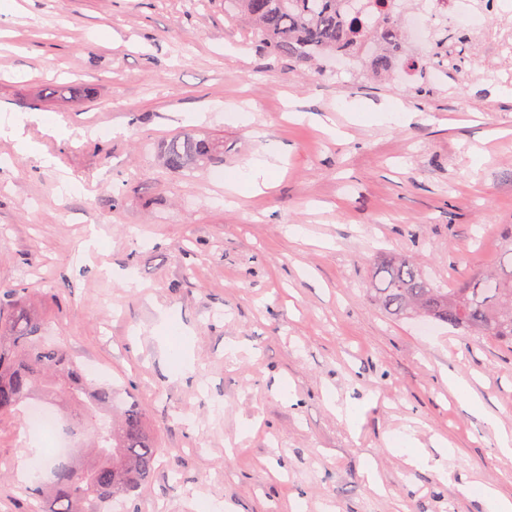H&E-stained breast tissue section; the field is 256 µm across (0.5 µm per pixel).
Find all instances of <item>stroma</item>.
I'll return each mask as SVG.
<instances>
[{
  "label": "stroma",
  "instance_id": "35a3bbf8",
  "mask_svg": "<svg viewBox=\"0 0 512 512\" xmlns=\"http://www.w3.org/2000/svg\"><path fill=\"white\" fill-rule=\"evenodd\" d=\"M8 2L0 117L35 110L67 133L26 124L34 155L0 134V281L38 292L48 335L144 410L165 453L128 512H484L483 485L512 496L497 445L512 431V348L439 322L422 335L368 293L385 255L442 287L497 266L512 224V57L419 94L290 66L225 19L224 0ZM394 104L400 117L380 121ZM199 128L223 137L224 159L185 177L157 146ZM259 155L272 187L225 205L224 172ZM451 373L480 407L449 392ZM407 434L433 464L448 439V483L405 464ZM43 445L0 418V459L16 465L0 512H27L18 470Z\"/></svg>",
  "mask_w": 512,
  "mask_h": 512
}]
</instances>
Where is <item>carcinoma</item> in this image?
<instances>
[{"mask_svg": "<svg viewBox=\"0 0 512 512\" xmlns=\"http://www.w3.org/2000/svg\"><path fill=\"white\" fill-rule=\"evenodd\" d=\"M271 54L297 65H317L348 50L361 37L374 39L382 54L367 63L373 74H390V49L400 44L396 23L375 32L348 17L351 0H225ZM462 30L434 41V57L456 72L464 61L449 42ZM160 155L173 171L190 176L200 165L224 159V139L205 130L163 140ZM374 301L398 319L446 323L470 336L512 347V225L501 238L497 268L477 272L452 288H436L410 259L384 257L376 264ZM43 319L23 288L0 284V416L41 399L75 412L68 433L88 434V455H58L51 478L31 489L30 512H109L148 483L164 449L152 436L139 404L118 400L122 388L86 378L66 346L42 336Z\"/></svg>", "mask_w": 512, "mask_h": 512, "instance_id": "carcinoma-1", "label": "carcinoma"}]
</instances>
